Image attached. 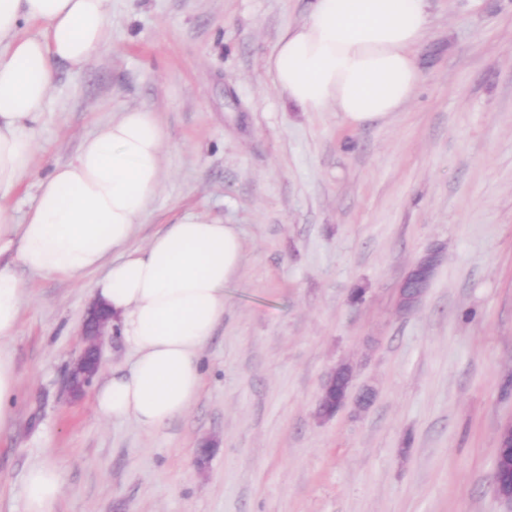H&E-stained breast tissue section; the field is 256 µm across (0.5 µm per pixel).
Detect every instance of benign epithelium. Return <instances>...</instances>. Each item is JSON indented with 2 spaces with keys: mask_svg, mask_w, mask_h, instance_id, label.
<instances>
[{
  "mask_svg": "<svg viewBox=\"0 0 512 512\" xmlns=\"http://www.w3.org/2000/svg\"><path fill=\"white\" fill-rule=\"evenodd\" d=\"M435 266L436 256L429 255L410 270L400 289L401 308L408 309L419 301L428 287ZM107 333L108 317L90 313L82 326L83 349L64 378L63 386L68 397L77 398L92 385L101 367L103 338ZM493 485L497 496L507 504H512V455L500 453L496 457Z\"/></svg>",
  "mask_w": 512,
  "mask_h": 512,
  "instance_id": "1",
  "label": "benign epithelium"
}]
</instances>
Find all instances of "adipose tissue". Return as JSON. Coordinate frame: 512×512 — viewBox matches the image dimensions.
Wrapping results in <instances>:
<instances>
[{"label":"adipose tissue","mask_w":512,"mask_h":512,"mask_svg":"<svg viewBox=\"0 0 512 512\" xmlns=\"http://www.w3.org/2000/svg\"><path fill=\"white\" fill-rule=\"evenodd\" d=\"M111 0H0V429L13 420L19 376L10 342L24 290L16 274L87 283L134 354L95 393L105 420L148 432L183 416L201 387L200 352L224 318V288L240 267L234 225L188 213L132 247L161 186L166 132L142 108L119 113L40 183L23 223L7 201L30 175L59 65L78 70L111 39ZM39 35L20 36L23 24ZM429 21L428 0H314L268 58L276 91L306 112L336 110L349 124L384 120L415 96L411 49ZM58 468H30L26 512H54Z\"/></svg>","instance_id":"obj_1"}]
</instances>
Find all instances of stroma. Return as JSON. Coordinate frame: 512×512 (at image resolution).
Listing matches in <instances>:
<instances>
[{"mask_svg": "<svg viewBox=\"0 0 512 512\" xmlns=\"http://www.w3.org/2000/svg\"><path fill=\"white\" fill-rule=\"evenodd\" d=\"M311 3L112 0L110 43L60 67L15 223L39 177L146 108L167 174L136 245L195 211L236 227L242 260L196 402L150 434L62 391L88 289L20 272L0 512H25L39 464L62 474L55 512H512L493 488L512 419V0H429L413 100L359 127L273 86L269 54ZM341 366L373 399L322 417ZM435 266L436 256L428 255L410 270L400 289V308L408 309L419 301L428 287Z\"/></svg>", "mask_w": 512, "mask_h": 512, "instance_id": "stroma-1", "label": "stroma"}]
</instances>
